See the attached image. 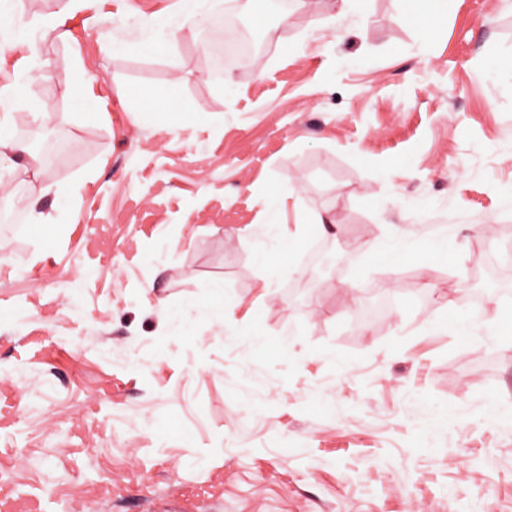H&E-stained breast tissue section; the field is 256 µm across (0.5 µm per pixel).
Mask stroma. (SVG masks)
I'll use <instances>...</instances> for the list:
<instances>
[{
	"label": "stroma",
	"mask_w": 512,
	"mask_h": 512,
	"mask_svg": "<svg viewBox=\"0 0 512 512\" xmlns=\"http://www.w3.org/2000/svg\"><path fill=\"white\" fill-rule=\"evenodd\" d=\"M62 6L12 0L28 40L0 30L18 99L0 121L41 129L49 106L68 144L5 179L46 222L17 209L0 262V512H512V347L448 327L483 255L488 309L512 303V101L493 72L512 0H453L432 38L401 0H305L260 25L199 0L266 44L264 74L217 79L180 0H90L43 29ZM148 89L212 119L141 111ZM88 170L76 202L56 196ZM273 180L288 223L334 224L341 264L312 287L303 250L261 252ZM395 227L455 236L462 265L384 257ZM216 282L224 316L199 319ZM258 334L282 355L253 363Z\"/></svg>",
	"instance_id": "obj_1"
}]
</instances>
